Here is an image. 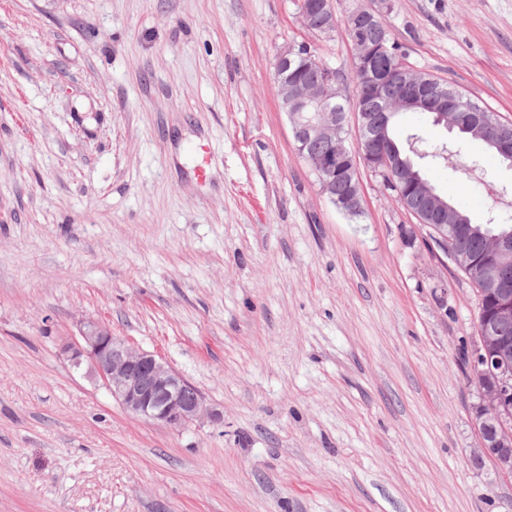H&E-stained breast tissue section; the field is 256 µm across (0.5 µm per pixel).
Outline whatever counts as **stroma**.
I'll return each mask as SVG.
<instances>
[{"instance_id":"35a3bbf8","label":"stroma","mask_w":512,"mask_h":512,"mask_svg":"<svg viewBox=\"0 0 512 512\" xmlns=\"http://www.w3.org/2000/svg\"><path fill=\"white\" fill-rule=\"evenodd\" d=\"M415 71L512 120V0H333ZM344 28L293 0H0V512H512L480 452L476 291L379 174L360 216L297 155L274 81ZM447 142L439 192L512 224V167ZM161 355L223 415H128L60 348ZM306 1L308 0L298 2L297 18L302 28L321 38H331L339 26V23L336 25L337 15L332 1L330 0L331 7L328 10L321 11L307 8Z\"/></svg>"}]
</instances>
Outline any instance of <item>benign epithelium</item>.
Listing matches in <instances>:
<instances>
[{
    "label": "benign epithelium",
    "mask_w": 512,
    "mask_h": 512,
    "mask_svg": "<svg viewBox=\"0 0 512 512\" xmlns=\"http://www.w3.org/2000/svg\"><path fill=\"white\" fill-rule=\"evenodd\" d=\"M298 5L297 18L303 29L325 39L333 36L337 18L335 7L315 11L307 8L306 0H299ZM371 18L372 14L367 9L356 6L345 12L342 23L353 35L354 58L363 87L380 96L386 78L374 68L373 60L390 55L391 49L385 41L370 46L356 38L360 27ZM299 59L309 67L325 68L327 73L315 84L283 78L277 82L278 96L291 125L295 150L318 176L320 188L329 201L345 213L362 211L357 179L350 181L341 202H336V175L353 171L361 162L373 170L383 169L409 185L410 191L421 200L414 216L435 232H441L448 222V201L432 184L415 175L403 159L394 158L391 152L379 146L386 137V113L369 112L362 107L354 110L358 128L366 133L367 142L377 144L376 148L355 155L347 138L339 135L348 115L336 111V102L347 98L345 87L348 79L336 73V69L327 65L320 56L304 52L303 47L297 44H289L279 51L276 68L286 71ZM398 73L405 93L391 103V111L424 107L433 111L446 128L456 126L455 110L464 105L459 91L432 77L415 75L403 63ZM469 111L471 115L466 128L489 135L498 153L512 162V121H502L496 114L477 105L469 107ZM315 142L324 144L326 151L322 154L313 152L312 144ZM478 263L485 275L486 286L496 294L494 304L485 314L486 334L489 335L497 321L512 318V286L503 269L492 263L489 257H480ZM61 353L75 367L87 363L89 373L134 417L174 428L221 420L222 414L207 404L200 393L186 397L191 384L161 356L113 336L112 329L102 322H80L78 336L65 342ZM470 364L482 378V404L477 412L481 429L493 427V432L483 434L481 451L495 457L502 471L511 476L512 358L504 353H494L482 338L470 354Z\"/></svg>",
    "instance_id": "benign-epithelium-1"
}]
</instances>
